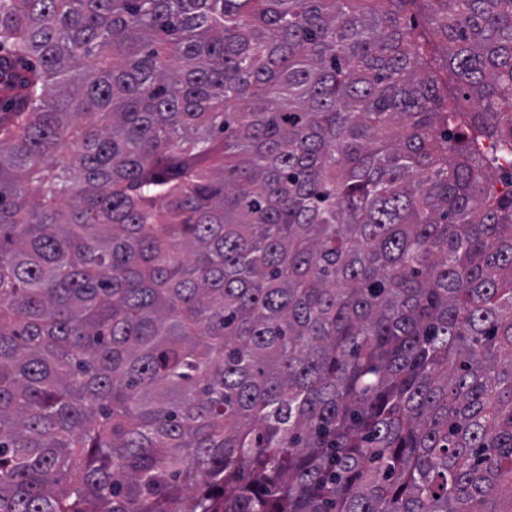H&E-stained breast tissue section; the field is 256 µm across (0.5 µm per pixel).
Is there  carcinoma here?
Wrapping results in <instances>:
<instances>
[{"mask_svg": "<svg viewBox=\"0 0 512 512\" xmlns=\"http://www.w3.org/2000/svg\"><path fill=\"white\" fill-rule=\"evenodd\" d=\"M510 150L512 0H0V512H512Z\"/></svg>", "mask_w": 512, "mask_h": 512, "instance_id": "1", "label": "carcinoma"}]
</instances>
